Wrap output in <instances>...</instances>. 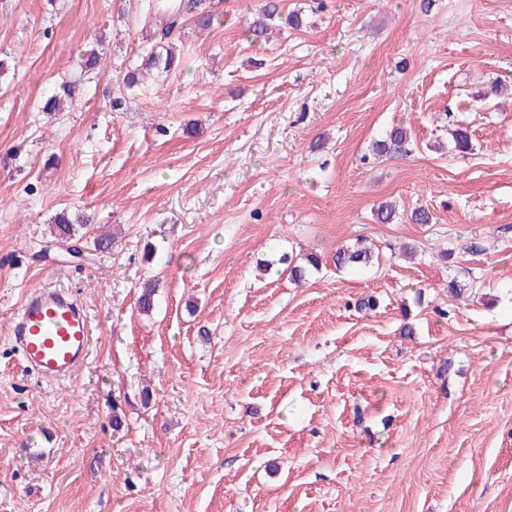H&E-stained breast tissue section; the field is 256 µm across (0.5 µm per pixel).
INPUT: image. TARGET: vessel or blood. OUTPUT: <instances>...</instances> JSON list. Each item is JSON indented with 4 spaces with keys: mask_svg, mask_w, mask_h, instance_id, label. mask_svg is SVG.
I'll list each match as a JSON object with an SVG mask.
<instances>
[{
    "mask_svg": "<svg viewBox=\"0 0 512 512\" xmlns=\"http://www.w3.org/2000/svg\"><path fill=\"white\" fill-rule=\"evenodd\" d=\"M10 335L25 367L45 379L73 376L92 343L87 311L62 288L32 289L12 320Z\"/></svg>",
    "mask_w": 512,
    "mask_h": 512,
    "instance_id": "b4317fda",
    "label": "vessel or blood"
}]
</instances>
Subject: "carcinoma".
<instances>
[{
  "label": "carcinoma",
  "mask_w": 512,
  "mask_h": 512,
  "mask_svg": "<svg viewBox=\"0 0 512 512\" xmlns=\"http://www.w3.org/2000/svg\"><path fill=\"white\" fill-rule=\"evenodd\" d=\"M195 18L197 25L206 27L211 23L212 13L206 11L201 0H174L169 3L167 0H146L144 5L143 19L148 24L155 26L152 31L151 46L143 50L141 63L132 70L125 73L123 83L131 88L139 83V76L145 71L155 69L161 73L168 72L176 66L174 43L169 41L173 31L178 28L184 17ZM282 17L279 0H266L265 4L247 22L246 35L256 38L262 37L269 29L270 22ZM78 88L73 84L64 83L60 90L48 96L42 103V111L58 112L62 110L65 101L73 99ZM454 150L458 153L468 154L473 150L470 132L467 128L460 126L452 133ZM410 136L403 127H394L385 138L377 139L373 143V151L378 154H403L406 152ZM55 239L69 243L79 242L82 236L79 235L81 225L74 223V219L67 212H60L55 218ZM373 254L368 248L358 242L353 246H346L339 249L335 255V264L338 268H352L366 266L372 262ZM284 266L290 278L301 282L307 280L310 272L319 268V259L310 254L299 262L296 258L284 253L278 262ZM269 260H262L257 267L265 275L272 273L274 264ZM157 284L149 280L143 284L137 300V309L142 313H149L154 307V298Z\"/></svg>",
  "instance_id": "1"
}]
</instances>
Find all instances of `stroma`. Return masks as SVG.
Instances as JSON below:
<instances>
[{
    "label": "stroma",
    "instance_id": "35a3bbf8",
    "mask_svg": "<svg viewBox=\"0 0 512 512\" xmlns=\"http://www.w3.org/2000/svg\"><path fill=\"white\" fill-rule=\"evenodd\" d=\"M212 2L129 89L142 0H0V512H512V0H284L301 26L266 39L263 0ZM395 125L409 154L370 160ZM64 210L93 218L77 256ZM273 252L319 269L261 276ZM37 286L91 317L71 378L12 345ZM275 17L282 18L278 0H267L265 4L247 22V37H262L269 29ZM74 220L72 217H70L66 211L60 212L55 218V239L56 241L66 242L69 243L71 241L73 242H79L81 244L82 236L79 235V229H81L82 226L86 225V222H81V224H74ZM373 254L362 242L357 241L353 246H346L339 249L335 255L337 268H352L366 266L372 262Z\"/></svg>",
    "mask_w": 512,
    "mask_h": 512
}]
</instances>
